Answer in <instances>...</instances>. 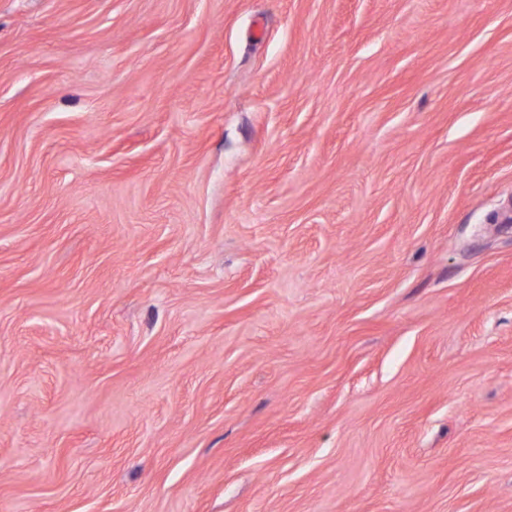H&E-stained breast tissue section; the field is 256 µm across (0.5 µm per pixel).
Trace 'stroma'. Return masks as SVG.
I'll return each instance as SVG.
<instances>
[{
	"instance_id": "1",
	"label": "stroma",
	"mask_w": 512,
	"mask_h": 512,
	"mask_svg": "<svg viewBox=\"0 0 512 512\" xmlns=\"http://www.w3.org/2000/svg\"><path fill=\"white\" fill-rule=\"evenodd\" d=\"M512 0H0V512H512Z\"/></svg>"
}]
</instances>
